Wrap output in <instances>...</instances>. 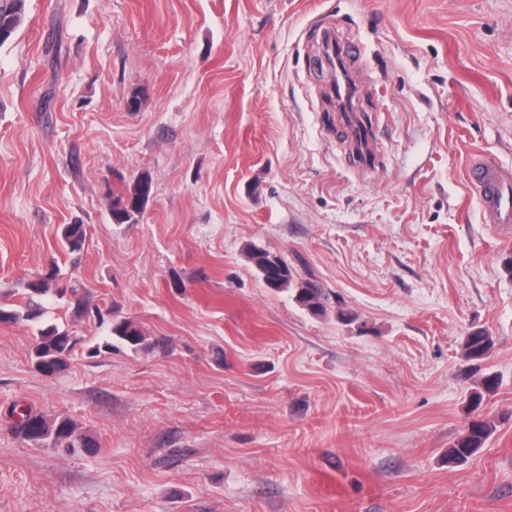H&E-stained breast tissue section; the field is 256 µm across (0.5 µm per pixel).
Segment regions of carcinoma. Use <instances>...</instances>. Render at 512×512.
Returning <instances> with one entry per match:
<instances>
[{"mask_svg":"<svg viewBox=\"0 0 512 512\" xmlns=\"http://www.w3.org/2000/svg\"><path fill=\"white\" fill-rule=\"evenodd\" d=\"M25 16V0H0V25L16 32L23 23ZM151 193V181L147 177L137 179L120 193H112L111 218L115 224H130L136 221L145 209ZM61 246L69 253L83 250L86 232L82 224H64L58 229ZM58 281L57 270L53 267L31 279L25 284L24 302L15 306L0 301V322L19 323L31 321L44 312L43 299L54 292L60 296L71 293L75 299L76 311H85V303L76 288L65 286L53 287ZM296 301L314 315L327 313L326 298L321 288L312 282H303L295 288ZM118 341L132 349L147 345L148 339L139 322L125 317L112 324L109 336L92 347L91 352L97 354L103 350L110 351ZM77 344V338L60 331L55 327L41 329L35 337L30 357L37 371L42 374L55 375L67 368V357ZM495 347V339L488 331L473 329L463 338L465 359L470 363L486 360ZM499 379L494 374H486L480 380V386L470 393V404L478 408L484 395L496 391ZM16 421L13 428L16 434L31 446L41 447L48 443L65 445L73 448L81 445L90 448L95 440L81 431L69 418L63 416L50 417L42 412H34L23 408L13 412ZM496 425L486 419H475L465 427L457 441L448 448L447 462L450 466L466 463L475 456L492 436Z\"/></svg>","mask_w":512,"mask_h":512,"instance_id":"carcinoma-1","label":"carcinoma"}]
</instances>
